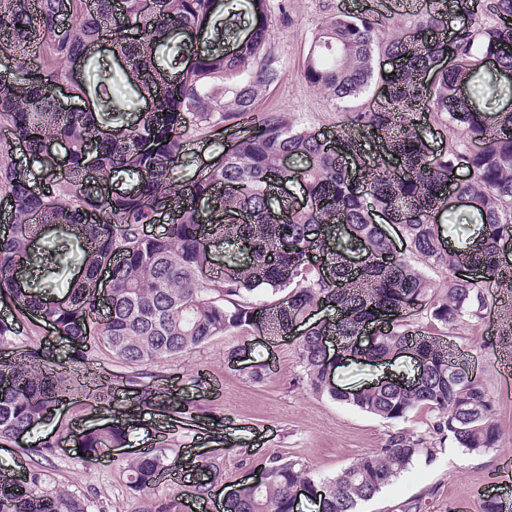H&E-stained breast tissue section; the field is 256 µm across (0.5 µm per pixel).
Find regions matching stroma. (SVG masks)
I'll return each instance as SVG.
<instances>
[{
	"label": "stroma",
	"instance_id": "1",
	"mask_svg": "<svg viewBox=\"0 0 512 512\" xmlns=\"http://www.w3.org/2000/svg\"><path fill=\"white\" fill-rule=\"evenodd\" d=\"M286 2L287 15L272 11L270 22V49L278 60L279 79L263 92L258 107L288 113L316 131L335 130L341 120L335 101L309 87L301 76L315 26L339 10L378 11L388 15L391 32H409L413 16L399 12L391 0ZM486 294L489 302L480 317L458 323L448 340L495 405L496 447L480 454L462 452L434 432L437 411L418 407L400 426L421 436L432 448V458L417 461L379 496L362 504L361 512H482L469 506L474 491L497 493L498 463L503 454L512 453V394L504 393L501 383L503 364L512 363V287H490ZM21 322L20 339L13 347H0V357L34 347L67 359V343L48 325ZM232 350L241 353L235 365L227 361ZM256 369L261 379H253ZM147 371L158 392L194 401L199 421L142 415L132 422L122 447L109 451L94 466L83 465L77 434L124 420L134 374L132 367L95 347L88 363L72 368L64 403L53 422L24 436L21 443L0 444V474L27 465L25 448L51 440L55 448L43 467L48 487L85 496L91 512H140L144 500L128 488L124 462L163 441L187 466L183 482H161L153 497L173 493L191 497L192 464L216 461L223 482L209 509L221 512L226 492L244 479L248 468L270 456L302 458L312 477L318 478L377 451L392 428L390 422L311 391L303 379L296 337L272 336L259 327L225 332L196 350L152 363Z\"/></svg>",
	"mask_w": 512,
	"mask_h": 512
}]
</instances>
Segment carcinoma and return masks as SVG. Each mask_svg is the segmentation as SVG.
Instances as JSON below:
<instances>
[{
    "label": "carcinoma",
    "instance_id": "obj_1",
    "mask_svg": "<svg viewBox=\"0 0 512 512\" xmlns=\"http://www.w3.org/2000/svg\"><path fill=\"white\" fill-rule=\"evenodd\" d=\"M414 34L385 35L388 18L335 14L315 29L302 77L336 100L339 130L318 134L288 113L258 108L260 92L279 77L269 47L270 0H8L0 17V199L9 231L0 236V299L42 321L70 343L69 363L87 359L96 340L114 358L141 367L174 357L231 330L263 325L298 345L309 388L374 417L397 421L425 405L434 430L478 454L496 446L494 404L479 380L450 366L444 331L478 317L485 284L506 278L512 253V0H432ZM254 19L241 37V13ZM466 21L448 32V15ZM69 17L70 24L59 25ZM109 41L133 97L114 93L108 62L92 47ZM491 56L497 68L487 69ZM91 64L88 80L56 62ZM192 68H186L188 61ZM236 75L218 87L211 80ZM65 83L81 106L65 109L48 87ZM377 101L353 105L371 87ZM153 108L127 119L130 106ZM437 118L458 138L441 150L420 133ZM205 131L212 145L231 144L190 178L180 176L188 145ZM65 147L64 175L45 158ZM479 206H448V193ZM479 224L454 235L438 218ZM169 224L159 236L144 227ZM396 224L410 247L448 268V292L432 284L393 246L381 224ZM364 261L352 266L351 254ZM111 271L107 297L99 275ZM429 304L427 325L402 314L405 301ZM331 308L335 321L312 320ZM376 328L366 359L382 364L408 347L423 358L414 386L390 382L336 393L325 384L321 338L351 345ZM20 335L0 320V346ZM63 366L38 348L0 359V441L50 421L65 393ZM138 410L191 422L197 406L166 403L132 381ZM124 441L104 423L83 433L92 464ZM54 448L29 451L24 475L0 481V512H90L87 498L45 485L42 463ZM433 449L394 429L378 451L333 476L314 479L304 462L273 456L257 487L238 485L224 512H295L296 491H318L311 512H359ZM176 464L169 449L126 460L135 493L154 489ZM139 512H185L182 496L151 500Z\"/></svg>",
    "mask_w": 512,
    "mask_h": 512
}]
</instances>
